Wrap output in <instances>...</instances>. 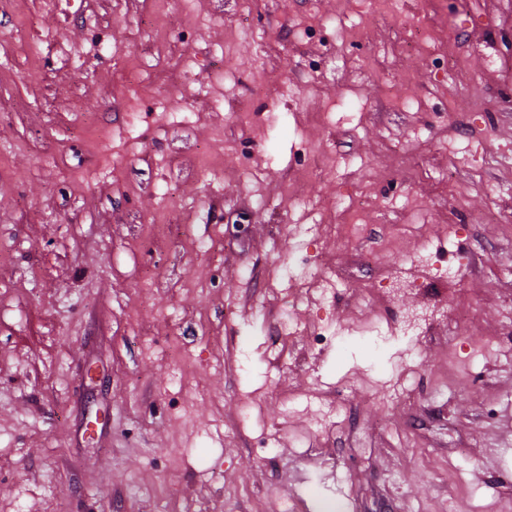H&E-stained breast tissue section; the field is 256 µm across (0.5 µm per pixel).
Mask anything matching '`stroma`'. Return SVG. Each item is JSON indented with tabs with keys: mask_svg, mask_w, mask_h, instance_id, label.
<instances>
[{
	"mask_svg": "<svg viewBox=\"0 0 512 512\" xmlns=\"http://www.w3.org/2000/svg\"><path fill=\"white\" fill-rule=\"evenodd\" d=\"M70 3L0 0V512H512V0Z\"/></svg>",
	"mask_w": 512,
	"mask_h": 512,
	"instance_id": "1",
	"label": "stroma"
}]
</instances>
